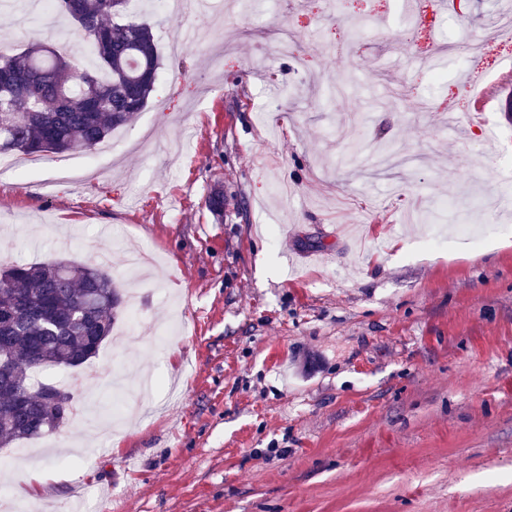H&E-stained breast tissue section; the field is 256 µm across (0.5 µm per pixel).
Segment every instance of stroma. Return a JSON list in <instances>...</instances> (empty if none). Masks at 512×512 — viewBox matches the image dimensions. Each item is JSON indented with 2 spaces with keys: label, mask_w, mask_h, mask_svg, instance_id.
<instances>
[{
  "label": "stroma",
  "mask_w": 512,
  "mask_h": 512,
  "mask_svg": "<svg viewBox=\"0 0 512 512\" xmlns=\"http://www.w3.org/2000/svg\"><path fill=\"white\" fill-rule=\"evenodd\" d=\"M209 2L135 11L161 66L114 136L149 127L169 151L120 152L81 190L0 180V246L19 262L98 264L103 229L159 255L139 281L107 264L121 294H144L136 330L117 321L67 372L95 388L114 361L137 410L114 417L98 391L99 428L23 459L0 448L9 512L32 467L51 510L76 487L83 512H512V72L493 66L512 43L486 37L512 0H464L456 19L416 0L407 28L397 0ZM185 25L205 36L176 57ZM481 36L482 114L448 47ZM64 37L90 61L68 19L0 12V49ZM450 107L466 140L448 136Z\"/></svg>",
  "instance_id": "35a3bbf8"
}]
</instances>
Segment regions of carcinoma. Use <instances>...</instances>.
<instances>
[{
	"label": "carcinoma",
	"mask_w": 512,
	"mask_h": 512,
	"mask_svg": "<svg viewBox=\"0 0 512 512\" xmlns=\"http://www.w3.org/2000/svg\"><path fill=\"white\" fill-rule=\"evenodd\" d=\"M128 0H56L93 42L106 77L88 71L51 45L32 42L0 51V154L90 151L128 125L148 104L160 68L152 26L117 19ZM123 296L100 268L72 261L0 268V353L13 360L0 374V447L56 432L70 420L31 382L33 371L77 367L111 336ZM27 402H17L19 391Z\"/></svg>",
	"instance_id": "obj_1"
}]
</instances>
